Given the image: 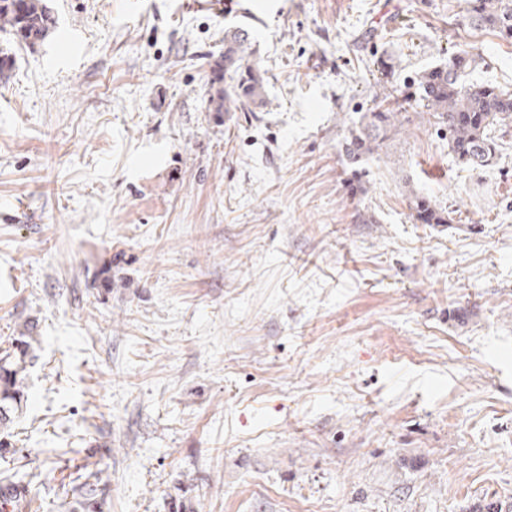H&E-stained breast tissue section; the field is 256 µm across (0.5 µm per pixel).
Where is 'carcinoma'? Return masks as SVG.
I'll return each mask as SVG.
<instances>
[{
  "label": "carcinoma",
  "mask_w": 512,
  "mask_h": 512,
  "mask_svg": "<svg viewBox=\"0 0 512 512\" xmlns=\"http://www.w3.org/2000/svg\"><path fill=\"white\" fill-rule=\"evenodd\" d=\"M469 25L489 30L512 43V0H468ZM55 19L43 0H0V83H7L21 51L34 52L51 35ZM249 36L241 31L224 35V56L212 70L209 111L235 112L263 102L264 78ZM478 65L477 55L458 50L448 62L423 71L413 82L414 94L428 110L433 124L448 132V150L458 163L474 168L491 166L504 140L503 129L512 125V92L493 84L466 85L463 77ZM394 63L383 64L375 78L388 98L397 92L389 78ZM403 113L378 106L349 127L340 146L352 162L379 154L399 134ZM411 216L422 224H449L447 208L427 196H414ZM0 348V451L8 448L5 437L24 401L27 366L32 360L31 331ZM82 482L72 489L68 512H102L97 500L100 471L83 465ZM35 494L12 468L0 469V512H33Z\"/></svg>",
  "instance_id": "1"
}]
</instances>
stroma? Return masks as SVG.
<instances>
[{
    "label": "stroma",
    "mask_w": 512,
    "mask_h": 512,
    "mask_svg": "<svg viewBox=\"0 0 512 512\" xmlns=\"http://www.w3.org/2000/svg\"><path fill=\"white\" fill-rule=\"evenodd\" d=\"M45 2L0 86V342L37 338L6 463L40 512L87 460L105 512L189 482L196 512H512V148L459 166L410 104L339 151L382 61L472 49L512 91V45L465 0ZM228 30L265 103L219 119ZM396 111L380 104L377 112H366L359 122L348 128L340 143L341 152L353 163L379 155L399 134V127L407 119L403 112ZM411 216L415 221L421 224H450V212L436 200L427 197L415 195L411 201Z\"/></svg>",
    "instance_id": "stroma-1"
}]
</instances>
